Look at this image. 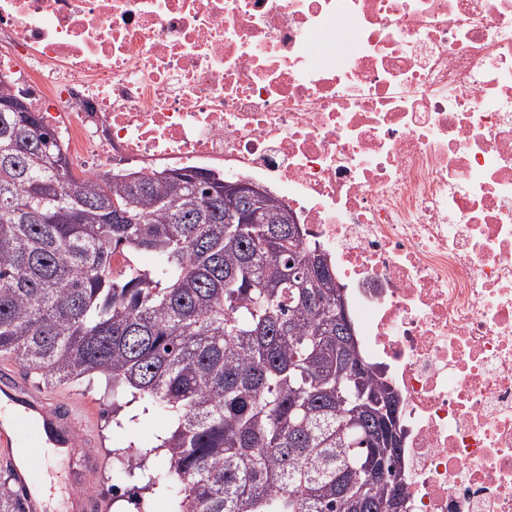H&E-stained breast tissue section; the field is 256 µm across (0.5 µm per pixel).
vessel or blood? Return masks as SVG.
I'll use <instances>...</instances> for the list:
<instances>
[{
    "label": "vessel or blood",
    "instance_id": "1",
    "mask_svg": "<svg viewBox=\"0 0 512 512\" xmlns=\"http://www.w3.org/2000/svg\"><path fill=\"white\" fill-rule=\"evenodd\" d=\"M11 407V416H0V462L4 463L20 494L26 512H47L41 496V479L48 468L50 451L81 449L75 467L68 472L69 498L74 512H109L108 500L95 489L101 461L89 453L96 447L94 435L79 428L80 404L62 399L18 377L0 378V405ZM29 427L22 455L13 452L14 431Z\"/></svg>",
    "mask_w": 512,
    "mask_h": 512
}]
</instances>
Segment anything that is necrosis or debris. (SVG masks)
<instances>
[{
	"instance_id": "1",
	"label": "necrosis or debris",
	"mask_w": 512,
	"mask_h": 512,
	"mask_svg": "<svg viewBox=\"0 0 512 512\" xmlns=\"http://www.w3.org/2000/svg\"><path fill=\"white\" fill-rule=\"evenodd\" d=\"M0 87L83 176L275 195L398 393L407 512H512V0H0Z\"/></svg>"
}]
</instances>
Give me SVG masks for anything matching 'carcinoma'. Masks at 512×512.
<instances>
[{
    "label": "carcinoma",
    "instance_id": "1",
    "mask_svg": "<svg viewBox=\"0 0 512 512\" xmlns=\"http://www.w3.org/2000/svg\"><path fill=\"white\" fill-rule=\"evenodd\" d=\"M290 215L275 197L231 224L224 177L198 169L76 181L37 113L0 110V356L52 388L103 378L120 428L135 403L165 414L154 445L112 461L173 512H386L406 499L402 448L375 417L388 383L375 367L346 399L362 356L336 330L344 295L288 238ZM0 512H24L7 476Z\"/></svg>",
    "mask_w": 512,
    "mask_h": 512
}]
</instances>
